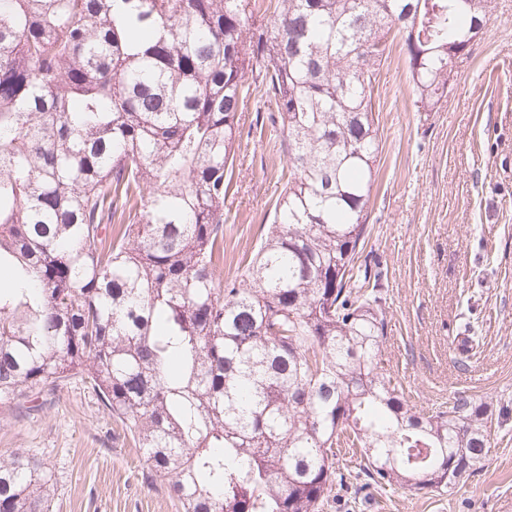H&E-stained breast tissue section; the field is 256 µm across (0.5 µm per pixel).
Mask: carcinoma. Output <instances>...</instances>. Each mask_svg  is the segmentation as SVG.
Returning <instances> with one entry per match:
<instances>
[{
	"label": "carcinoma",
	"instance_id": "carcinoma-1",
	"mask_svg": "<svg viewBox=\"0 0 512 512\" xmlns=\"http://www.w3.org/2000/svg\"><path fill=\"white\" fill-rule=\"evenodd\" d=\"M494 0H0V404L91 388L183 512H319L361 449L380 488L444 492L509 413L415 407L381 366L387 291L360 261L374 87L402 44L420 112ZM288 180L221 278L252 93ZM18 450L0 512H49Z\"/></svg>",
	"mask_w": 512,
	"mask_h": 512
}]
</instances>
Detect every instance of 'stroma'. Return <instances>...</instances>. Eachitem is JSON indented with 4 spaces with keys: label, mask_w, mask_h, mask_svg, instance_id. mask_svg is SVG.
Wrapping results in <instances>:
<instances>
[{
    "label": "stroma",
    "mask_w": 512,
    "mask_h": 512,
    "mask_svg": "<svg viewBox=\"0 0 512 512\" xmlns=\"http://www.w3.org/2000/svg\"><path fill=\"white\" fill-rule=\"evenodd\" d=\"M446 101L418 111L393 45L374 90L380 152L363 255L388 286L387 375L413 405L464 391L512 409V0H496ZM252 95L224 210V276L239 274L286 179L282 133ZM473 336L471 349L458 341ZM451 492L383 490L349 462L322 512H512V423ZM29 451L55 475L49 512H183L88 384L42 410L0 405V454Z\"/></svg>",
    "instance_id": "35a3bbf8"
}]
</instances>
